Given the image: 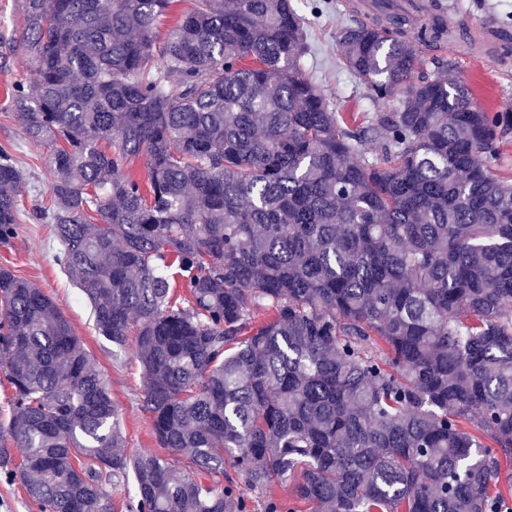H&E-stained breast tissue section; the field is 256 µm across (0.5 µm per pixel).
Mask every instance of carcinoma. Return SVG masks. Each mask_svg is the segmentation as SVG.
Returning <instances> with one entry per match:
<instances>
[{"label": "carcinoma", "instance_id": "obj_1", "mask_svg": "<svg viewBox=\"0 0 512 512\" xmlns=\"http://www.w3.org/2000/svg\"><path fill=\"white\" fill-rule=\"evenodd\" d=\"M21 0L32 86L6 88L52 148L57 265L94 326L135 338L164 454L115 452L112 392L58 304L0 266L3 478L41 512H503L512 471V112L420 74L440 14L391 0L336 35L378 105L338 112L302 73L292 0ZM148 156L147 183L128 170ZM358 160L353 161L351 157ZM27 179L0 146V246ZM269 319L255 320V312ZM293 481L292 504L272 494ZM492 168V172L499 178L512 182V133L499 143L497 162ZM11 389L8 382L5 379V374L1 369L0 365V442H1V434H3L4 438L9 440V444L7 448H10V454L12 458V464L20 463L23 454V448H17L13 446L12 442L9 439L8 435V409H9V399L11 397Z\"/></svg>", "mask_w": 512, "mask_h": 512}]
</instances>
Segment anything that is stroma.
Wrapping results in <instances>:
<instances>
[{"label":"stroma","mask_w":512,"mask_h":512,"mask_svg":"<svg viewBox=\"0 0 512 512\" xmlns=\"http://www.w3.org/2000/svg\"><path fill=\"white\" fill-rule=\"evenodd\" d=\"M305 23L309 50L302 59L311 79L333 108L341 112H375L362 85L336 60V31L350 23V0H324L321 12L313 0H293ZM445 19L456 40L444 48L422 53V73L430 79L467 84L487 107L512 111V62L501 63L488 46L491 34L512 39V0H443ZM0 29L12 38L0 54V146H8L29 177V189L20 202L19 235L11 246H0V266L37 284L62 309L74 332L91 355L93 365L106 380L117 404L123 428L122 452L138 456L157 452L152 420L140 404L142 379L134 344L118 349L94 327L90 306L55 261L57 241L50 225L32 218L34 206L50 199L53 180L51 148L31 141L15 122L5 94L8 84L31 79L29 61L22 48L23 26L18 0H0ZM452 58L453 70L438 69V57Z\"/></svg>","instance_id":"obj_1"}]
</instances>
